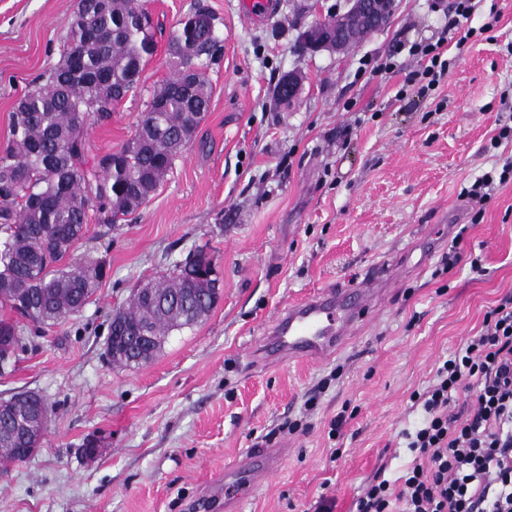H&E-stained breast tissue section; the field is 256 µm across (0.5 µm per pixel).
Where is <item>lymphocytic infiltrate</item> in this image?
I'll list each match as a JSON object with an SVG mask.
<instances>
[{
    "mask_svg": "<svg viewBox=\"0 0 512 512\" xmlns=\"http://www.w3.org/2000/svg\"><path fill=\"white\" fill-rule=\"evenodd\" d=\"M412 400L422 416L404 434L411 466L398 486L373 477L355 512H512V294Z\"/></svg>",
    "mask_w": 512,
    "mask_h": 512,
    "instance_id": "f902f5d3",
    "label": "lymphocytic infiltrate"
}]
</instances>
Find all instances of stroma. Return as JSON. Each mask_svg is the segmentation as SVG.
<instances>
[{"label":"stroma","mask_w":512,"mask_h":512,"mask_svg":"<svg viewBox=\"0 0 512 512\" xmlns=\"http://www.w3.org/2000/svg\"><path fill=\"white\" fill-rule=\"evenodd\" d=\"M243 2H145L166 30L200 6L220 19L210 110L149 202L74 252L72 263L109 270L92 302L28 329L0 376V400L33 392L51 410L42 447L0 468V512H200L208 480L259 448L285 459L239 512H320L325 502L354 512L376 474L397 479L412 459L402 437L421 418L412 394L512 293V179L488 200L465 195L512 158V139L496 137L512 113V0H482L469 40L446 44L448 76L425 93L409 79L422 64L414 50L442 36L450 0H397L390 22L342 55L299 35L348 0H321L317 13L309 0H277L273 17L252 24ZM74 3L0 0V150L15 100L58 62ZM389 59L397 70L372 76ZM291 72L302 90L288 106L274 89ZM171 73L161 37L137 93L89 128L92 152L125 144ZM451 224L465 226L462 238ZM202 246L221 279L210 314L172 331L151 364H110L114 311ZM477 255L480 274L470 270ZM378 265L388 291L343 351L320 363L259 359L278 312L353 287ZM91 438L103 450L92 462L82 452Z\"/></svg>","instance_id":"1"}]
</instances>
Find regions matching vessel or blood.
Instances as JSON below:
<instances>
[{
  "instance_id": "vessel-or-blood-1",
  "label": "vessel or blood",
  "mask_w": 512,
  "mask_h": 512,
  "mask_svg": "<svg viewBox=\"0 0 512 512\" xmlns=\"http://www.w3.org/2000/svg\"><path fill=\"white\" fill-rule=\"evenodd\" d=\"M381 282L380 272L374 269L366 273L361 288H327L289 306L270 329L266 361H319L337 354L347 344L352 329L374 309ZM280 458L276 448L247 451L242 463L225 470L223 499L204 501V512H214L220 503L228 512H236L242 500L274 472Z\"/></svg>"
}]
</instances>
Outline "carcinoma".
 <instances>
[{
  "mask_svg": "<svg viewBox=\"0 0 512 512\" xmlns=\"http://www.w3.org/2000/svg\"><path fill=\"white\" fill-rule=\"evenodd\" d=\"M139 0H76L56 65L17 100L11 141L0 151V338L26 325L50 328L79 314L106 277L101 263L64 259L90 231L138 212L193 141L211 103L209 72L224 52L218 19L198 7L168 33L174 73L152 92L132 137L118 150L89 154L88 128L112 119L114 106L138 88L156 48L153 21H141ZM204 277L174 273L143 284L153 298L133 294L112 314L107 341L145 331L156 342L131 343L130 359L147 366L174 329L191 326L217 303L219 279L201 247Z\"/></svg>",
  "mask_w": 512,
  "mask_h": 512,
  "instance_id": "1",
  "label": "carcinoma"
}]
</instances>
